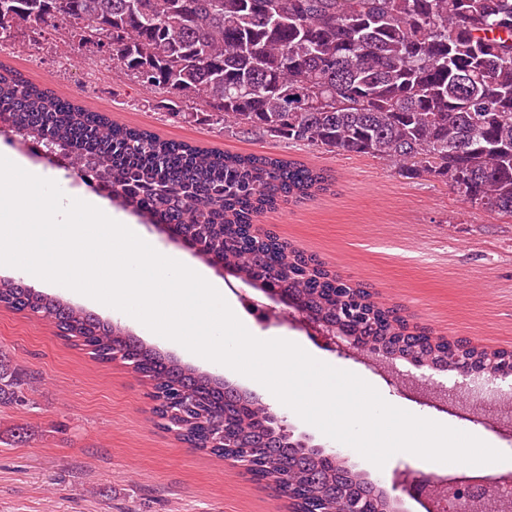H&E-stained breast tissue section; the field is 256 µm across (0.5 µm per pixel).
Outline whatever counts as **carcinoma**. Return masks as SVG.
<instances>
[{"label": "carcinoma", "instance_id": "cac0c4a2", "mask_svg": "<svg viewBox=\"0 0 512 512\" xmlns=\"http://www.w3.org/2000/svg\"><path fill=\"white\" fill-rule=\"evenodd\" d=\"M0 0V44L30 27L71 30L67 56L106 57L169 115L197 107L226 131L260 130L328 152L368 155L464 201L512 217V0ZM0 135L84 170L112 204L191 241L212 264L301 298L326 326L398 343L442 361L451 342L409 325L275 236L259 215L325 185L320 170L270 155L229 154L121 125L0 66ZM0 306L41 316L101 362L122 354L150 386L163 426L222 458L258 456L266 481L311 512H344L374 495L364 475L282 447L262 404L160 353L118 324L0 278ZM28 375L0 354V406L25 399Z\"/></svg>", "mask_w": 512, "mask_h": 512}]
</instances>
